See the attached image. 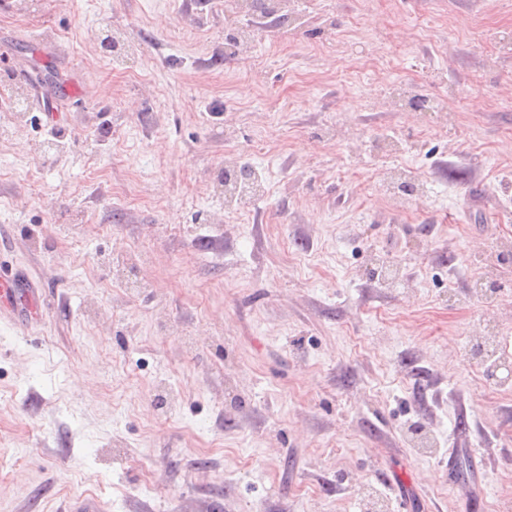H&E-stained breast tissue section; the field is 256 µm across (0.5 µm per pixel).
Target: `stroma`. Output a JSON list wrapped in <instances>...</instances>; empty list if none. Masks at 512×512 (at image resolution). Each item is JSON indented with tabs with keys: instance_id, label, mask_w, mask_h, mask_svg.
Listing matches in <instances>:
<instances>
[{
	"instance_id": "obj_1",
	"label": "stroma",
	"mask_w": 512,
	"mask_h": 512,
	"mask_svg": "<svg viewBox=\"0 0 512 512\" xmlns=\"http://www.w3.org/2000/svg\"><path fill=\"white\" fill-rule=\"evenodd\" d=\"M281 14L0 0V512H512V0ZM35 322L41 316L39 289L34 283L19 282L11 274H0V314Z\"/></svg>"
}]
</instances>
